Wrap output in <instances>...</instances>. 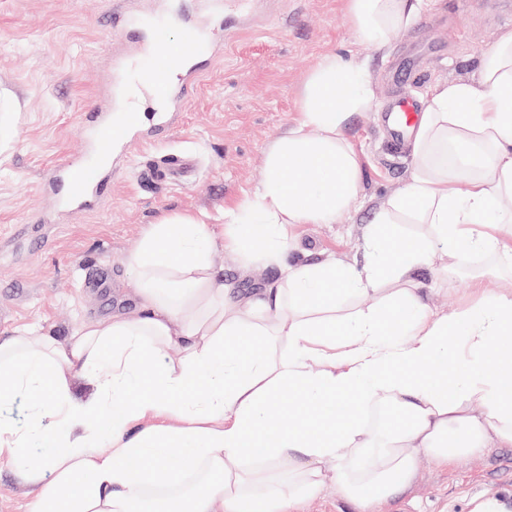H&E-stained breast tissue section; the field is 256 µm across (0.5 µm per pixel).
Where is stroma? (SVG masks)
Here are the masks:
<instances>
[{
	"instance_id": "obj_1",
	"label": "stroma",
	"mask_w": 512,
	"mask_h": 512,
	"mask_svg": "<svg viewBox=\"0 0 512 512\" xmlns=\"http://www.w3.org/2000/svg\"><path fill=\"white\" fill-rule=\"evenodd\" d=\"M130 0H0V343L24 330L66 341L82 324L135 312L126 265L150 224L171 213L212 215L245 203L265 176L264 153L300 119L304 84L332 53L365 62L374 103L351 117L346 136L359 160L362 191L333 224L288 227L292 260H362L374 210L413 170L411 143L394 148L383 113L411 92L471 79L474 58L512 30L496 0H431L418 21L382 49L354 32L347 0H254L248 19L228 18L236 38L223 46L200 91L177 113L164 143L131 140L142 163L188 151L196 170L170 186L141 187L117 173L95 207L71 217L42 188L58 163L84 148L83 112L105 105V74L118 41L107 19ZM500 251L457 260L436 253L417 273L422 297L447 313L483 291L512 292V223L495 228ZM219 278L249 296L275 285L272 265L215 256ZM371 512H512V448L476 460L420 463L416 482Z\"/></svg>"
}]
</instances>
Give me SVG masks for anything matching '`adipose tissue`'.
<instances>
[{
    "instance_id": "1",
    "label": "adipose tissue",
    "mask_w": 512,
    "mask_h": 512,
    "mask_svg": "<svg viewBox=\"0 0 512 512\" xmlns=\"http://www.w3.org/2000/svg\"><path fill=\"white\" fill-rule=\"evenodd\" d=\"M348 2L378 48L426 5ZM371 101L365 64L326 55L300 121L265 152V179L224 213L223 245L208 213L162 215L127 260L135 314L62 343L27 331L0 345V408L22 396L28 411L25 429L0 421V458L31 487L29 512H295L329 486L368 512L410 487L421 459L512 447V293L439 313L413 280L435 252L497 249L490 229L512 201V31L479 53L473 79L437 89L422 110L411 178L367 225L365 261L289 262L287 225L335 223L359 198L345 130ZM219 249L278 266L280 284L233 295ZM371 293L378 302L361 304ZM80 377L89 397L75 391ZM381 406L400 422L369 423Z\"/></svg>"
}]
</instances>
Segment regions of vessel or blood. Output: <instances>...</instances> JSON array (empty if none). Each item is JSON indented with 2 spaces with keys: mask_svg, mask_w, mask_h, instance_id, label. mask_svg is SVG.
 Instances as JSON below:
<instances>
[{
  "mask_svg": "<svg viewBox=\"0 0 512 512\" xmlns=\"http://www.w3.org/2000/svg\"><path fill=\"white\" fill-rule=\"evenodd\" d=\"M224 10V0H202V22L187 20L188 33L178 44L167 41L166 24L157 22L146 12L126 13L119 16L117 24L145 33L141 42L143 51L153 56V67L136 79L133 90L158 101L160 113L153 123H146L139 109H126L120 117L96 110L84 113L83 120L91 128L92 136L88 151L99 162L98 167H88L74 161H66L55 167L48 176L49 183L64 182V195L54 197L55 207L73 214L93 207L97 195L107 181L103 166L112 164L118 148L129 135L150 128L152 134L165 129L169 113L181 111L193 98L200 85V78L214 56L218 30L210 29L209 20ZM423 107L421 100L403 94L386 113V126L394 140L409 137L415 128ZM188 155L173 153L164 157L162 164H146L140 169V177L148 183L167 180L174 172L189 168Z\"/></svg>",
  "mask_w": 512,
  "mask_h": 512,
  "instance_id": "1",
  "label": "vessel or blood"
}]
</instances>
